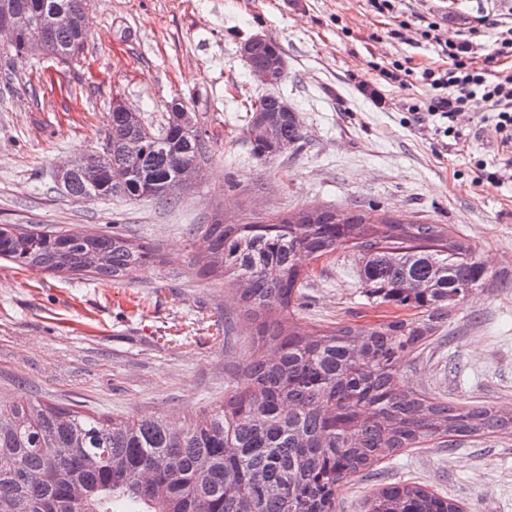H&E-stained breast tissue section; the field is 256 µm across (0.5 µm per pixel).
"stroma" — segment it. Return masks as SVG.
Segmentation results:
<instances>
[{
    "label": "stroma",
    "mask_w": 512,
    "mask_h": 512,
    "mask_svg": "<svg viewBox=\"0 0 512 512\" xmlns=\"http://www.w3.org/2000/svg\"><path fill=\"white\" fill-rule=\"evenodd\" d=\"M448 20L499 0H411ZM83 63L0 65V224L63 231L112 230L157 254L131 282L24 269L0 258V396L90 416L167 417L180 425L221 405L256 354L258 323L236 304L232 274H208L195 257L205 225L262 222L319 205L386 213L402 223L443 224L469 242L495 275L448 315L421 357L402 356V388L512 415V177L474 181V164L496 170L490 125L461 120L447 145L437 120L416 122L422 69L441 48L408 32L367 0H92ZM263 34L283 49L280 95L304 137L267 160L252 155L233 99L267 94L240 53ZM401 62L406 83L377 69ZM121 98L146 122L174 103L222 137L210 147L197 188L178 200L74 199L56 188L60 160L102 151L106 116ZM354 248L314 262L303 306L291 317L317 334L411 317L375 304L358 286ZM227 319L223 342L214 323ZM418 482L461 512H512V428L457 440L436 437L385 455L336 489L337 512H366L378 488Z\"/></svg>",
    "instance_id": "35a3bbf8"
}]
</instances>
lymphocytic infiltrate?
<instances>
[{
    "mask_svg": "<svg viewBox=\"0 0 512 512\" xmlns=\"http://www.w3.org/2000/svg\"><path fill=\"white\" fill-rule=\"evenodd\" d=\"M480 23L494 32L491 52L474 41V28H467L456 39L444 35L439 19L412 13L400 28L390 30L391 38H399L410 26L419 27L425 39L441 46L448 58L446 66L423 70L428 92L423 100L410 106L418 121L438 116L446 119L444 137H457L456 120L473 105H481L484 114L480 123H491L507 166H512V70H495L499 60H512V22L482 16Z\"/></svg>",
    "mask_w": 512,
    "mask_h": 512,
    "instance_id": "lymphocytic-infiltrate-1",
    "label": "lymphocytic infiltrate"
}]
</instances>
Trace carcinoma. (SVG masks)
I'll return each mask as SVG.
<instances>
[{
  "mask_svg": "<svg viewBox=\"0 0 512 512\" xmlns=\"http://www.w3.org/2000/svg\"><path fill=\"white\" fill-rule=\"evenodd\" d=\"M39 22L53 12L69 22L53 28L47 52L62 64L79 61L88 42L89 0H0ZM29 34L0 46V61L31 59ZM283 54L273 41L255 44L263 60ZM274 92L250 101L245 129L263 119L277 138L252 144L267 159L304 135L294 112H283ZM129 138L143 141L135 160ZM216 136L198 119L178 124L173 113L153 126L137 112L107 114L109 161L97 181L79 169L60 182L72 198L165 196L166 182L186 160L202 164ZM208 271L224 269L239 286L245 312L283 316L300 305L309 275L301 258L358 252V279L375 303L416 310L411 319L343 326L307 335L287 321L263 329L276 346L242 370L224 404L183 426L158 415L111 419L30 400L0 402V512H336V486L386 453L429 438L477 437L512 427V416L473 403L432 401L401 388L397 362L417 353L448 313L493 273L473 247L441 224L375 220L354 207H304L257 224H207ZM0 255L24 268L91 273L125 281L154 261L149 247L122 234L22 230L0 235ZM370 512H459L450 500L416 482L396 484L370 499Z\"/></svg>",
  "mask_w": 512,
  "mask_h": 512,
  "instance_id": "1",
  "label": "carcinoma"
}]
</instances>
